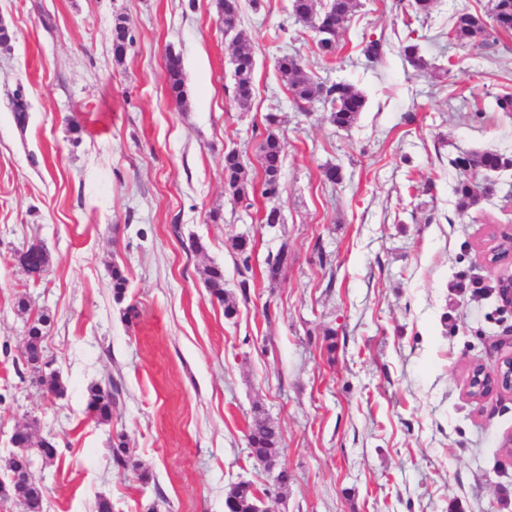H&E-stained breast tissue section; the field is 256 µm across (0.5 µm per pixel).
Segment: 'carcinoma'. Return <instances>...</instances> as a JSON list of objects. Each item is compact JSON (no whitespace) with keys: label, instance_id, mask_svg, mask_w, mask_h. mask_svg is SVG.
<instances>
[{"label":"carcinoma","instance_id":"1","mask_svg":"<svg viewBox=\"0 0 512 512\" xmlns=\"http://www.w3.org/2000/svg\"><path fill=\"white\" fill-rule=\"evenodd\" d=\"M357 7V0H330L322 10L315 9V0H293L292 13L295 20L310 28L313 26L312 18H317L332 27L341 28L342 23L352 15ZM219 18L224 25L234 28L240 23V0H216ZM415 31L411 30L406 36V42L401 45V55L407 63L416 70L424 68V62L419 55V43L414 38ZM448 36L451 41L461 48L481 45L486 48L496 46L503 38H512V0H491V9L488 17L479 14L463 12L455 16ZM132 41L128 28L119 21L113 30V50L116 56L123 55L128 42ZM318 58L331 63L336 59L337 43L330 40H314ZM276 69L294 102L299 107L315 101L330 105L332 122L340 129L351 127L357 116L366 105L364 95L353 85L338 82L329 87L316 82L310 76L301 58L292 54H283L276 59ZM169 90L172 97L180 101L184 97V78L181 57L169 54L166 61ZM254 70H243L237 75L235 98L238 104H247L252 97ZM281 120L274 113L265 117L264 132L260 143V166L262 171V196L269 202L261 210L259 221L262 224H278L281 221L279 209L271 202L280 195V171L282 166V139L279 135ZM462 177L458 181L456 194L459 205L467 209L477 204L480 198L487 194L488 188L480 181L468 175V172L496 171L512 166V158L496 152H481L462 154L451 160ZM224 183L234 199L252 207L249 194L253 188L249 171L242 161L237 150L224 153ZM290 259L288 242H283L275 256L267 261V276L270 279L278 278L287 268ZM48 258L44 249L32 244L26 250L27 272H43ZM205 284L219 302L224 304V316L230 318L236 313L235 302L230 300L224 289V269L211 266L205 271ZM127 289V278L123 272L115 267L112 269V291L116 301L124 299ZM48 317L44 314L37 317L27 330L26 351H34L43 335ZM121 394L118 383L108 381L103 386H92L87 391L86 406L96 413L97 417L107 421L112 417V408L117 404ZM248 440L254 461L262 466L271 461H278L281 454V434L275 425L267 418L257 414L248 427ZM24 441L34 449V454L44 460L52 461L56 457L55 448L51 442L36 437L35 425L29 424L25 428ZM127 440L125 435L119 434L112 443V456L115 466L127 469L126 458ZM21 506L24 512H43L44 491L37 479L23 488ZM260 502L257 490L248 482H239L232 485L226 492L224 505L227 512H256Z\"/></svg>","mask_w":512,"mask_h":512}]
</instances>
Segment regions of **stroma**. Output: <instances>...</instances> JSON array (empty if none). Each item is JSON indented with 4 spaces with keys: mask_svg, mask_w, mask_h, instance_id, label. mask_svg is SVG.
Listing matches in <instances>:
<instances>
[{
    "mask_svg": "<svg viewBox=\"0 0 512 512\" xmlns=\"http://www.w3.org/2000/svg\"><path fill=\"white\" fill-rule=\"evenodd\" d=\"M410 2L357 0L326 65L291 0H241L231 35L215 0H0L14 32L0 45V466L16 428L34 422L53 439L56 458L34 462L44 512H97L103 498L112 512H224L240 481L266 490L267 512H512V394L465 392L468 367H494L512 333L498 272L481 259L489 225L512 228V168L483 173L490 195L463 210L451 164L512 157V112L489 109L512 93V39L465 50L445 38L456 14L486 13L489 0H438L422 23ZM119 19L132 41L117 58ZM412 28L420 71L398 53ZM376 38L373 63L364 49ZM240 45L255 60L245 108L230 65ZM286 51L317 82L364 94L350 129L322 104H293L274 67ZM171 52L181 104L167 87ZM271 112L284 154L272 225L258 221L260 191L248 209L224 186L232 148L260 181ZM239 235L251 243L244 275ZM284 241L291 259L272 282L266 260ZM33 244L49 260L38 278L20 262ZM214 264L236 300L230 318L204 282ZM116 267L128 279L120 303ZM41 314L59 397L21 355ZM110 379L122 396L102 422L86 390ZM258 411L281 431L287 488L248 455ZM119 433L149 482L115 467ZM166 71L168 76L169 90L171 96L180 101L184 97V78L182 60L179 55L168 54L166 61Z\"/></svg>",
    "mask_w": 512,
    "mask_h": 512,
    "instance_id": "stroma-1",
    "label": "stroma"
}]
</instances>
